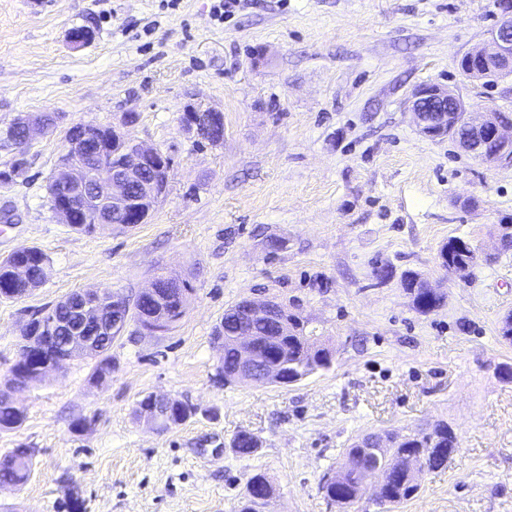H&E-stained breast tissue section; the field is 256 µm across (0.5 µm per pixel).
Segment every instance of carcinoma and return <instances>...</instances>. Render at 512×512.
Here are the masks:
<instances>
[{
	"label": "carcinoma",
	"mask_w": 512,
	"mask_h": 512,
	"mask_svg": "<svg viewBox=\"0 0 512 512\" xmlns=\"http://www.w3.org/2000/svg\"><path fill=\"white\" fill-rule=\"evenodd\" d=\"M25 115H18L3 129H0V144L16 145L22 135L21 121ZM49 201L57 204L67 199L68 188L58 178L53 176L47 185ZM69 227L80 234H95L104 230L126 231L133 228L131 224H95L86 219V212L79 208L70 209L68 215ZM448 256V266L465 263L473 268L478 264L476 249L460 237H452L444 244L439 256ZM49 258L36 245H26L17 248L5 259L0 261V298L18 300L31 294L35 288L43 284ZM22 265L26 269V278L15 279L10 268ZM405 290L411 295L414 308L427 314L438 308L443 302V295L428 287V284L415 272L403 275ZM155 286L165 299V315H156L155 301L141 295L134 307L124 311V317L135 319L149 333H159L168 330L184 315L187 294L190 291L187 281L177 276H159ZM76 305L75 294L71 293L57 303L48 307L56 318L70 324L73 320L72 309ZM239 304H234L224 311V318L216 327L215 336L223 340L224 355L220 366L221 373L228 377L235 367V352L233 336L237 334L238 325L236 314ZM254 330L262 337L258 345V356L263 361L282 362L286 370L296 381H301L319 371L331 367L330 350L320 342V337L307 330L306 323L296 312H288V332L275 324L255 323ZM112 344L108 343L95 355L90 357L93 362L89 380L101 383L112 373ZM24 418L16 408L5 399V393H0V430H15L22 424ZM438 441L434 451L425 458L426 472H435L445 468L450 459L448 449L458 447L455 438L448 434V424L440 423L434 428ZM380 451L396 456H416L420 449L428 447L429 436L422 429L405 430L403 428L384 430L377 433ZM258 439L251 433L241 431L232 440V448L240 457L253 455L258 448ZM36 449L21 445L12 448L0 456V485L8 483L14 486L25 484L33 470ZM376 463L374 449L358 448L356 442H351L340 455L337 465L350 466L346 481L336 485L323 486L325 498L335 500L339 508L345 510L355 504L360 497V481L368 466ZM421 489L420 483L403 469L390 468L389 480L381 490L383 504L399 506L417 496ZM273 495V485L264 473H255L247 481L239 512H263L268 503V497Z\"/></svg>",
	"instance_id": "cac0c4a2"
}]
</instances>
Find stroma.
Returning <instances> with one entry per match:
<instances>
[{"mask_svg": "<svg viewBox=\"0 0 512 512\" xmlns=\"http://www.w3.org/2000/svg\"><path fill=\"white\" fill-rule=\"evenodd\" d=\"M214 0H0V128L52 112L54 131L25 149L23 172L0 184V259L23 245L50 259L44 283L0 299V386L21 330L80 289L127 301L159 271L192 291L185 314L151 336L136 323L112 343V376L89 383L76 358L18 393L19 429L0 454L36 449L29 481L0 487V512H238L251 475L275 494L267 512H338L323 474L358 436L445 422L460 449L422 476L395 512H512V165L483 163L448 138L422 135L408 110L427 84L477 112L512 111V76L488 84L458 61L481 45L499 0H244L224 21ZM95 39L77 47L71 29ZM222 111L224 139L187 131L182 111ZM170 157L167 192L136 230L73 232L46 185L75 123L123 126ZM482 262L471 277L438 262L449 237ZM281 239L270 250L269 239ZM394 274L377 279V265ZM443 293L414 310L401 274ZM298 311L333 353L330 370L291 386L217 383L213 333L245 298ZM196 408L164 432L135 415L147 394ZM87 426L77 432L75 419ZM246 431L261 446L237 456Z\"/></svg>", "mask_w": 512, "mask_h": 512, "instance_id": "35a3bbf8", "label": "stroma"}]
</instances>
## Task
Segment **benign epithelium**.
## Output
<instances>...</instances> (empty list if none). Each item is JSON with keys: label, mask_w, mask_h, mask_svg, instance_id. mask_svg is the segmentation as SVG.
<instances>
[{"label": "benign epithelium", "mask_w": 512, "mask_h": 512, "mask_svg": "<svg viewBox=\"0 0 512 512\" xmlns=\"http://www.w3.org/2000/svg\"><path fill=\"white\" fill-rule=\"evenodd\" d=\"M470 69L464 71L468 77L481 73L508 77L512 75V0H502L501 15L490 32V37L482 45L468 54ZM410 111L418 130L431 138L443 137L453 127L454 117L464 113L467 135L457 137L461 148L474 157L494 165L512 164V121L502 122L493 116L494 110L471 112L464 100L454 91L438 85H426L412 93ZM185 127L198 132L202 138L211 140L209 127L224 123L223 113L213 109L188 107L181 116ZM64 153L60 158L58 171L63 173L73 188V194L86 201V209L93 212L95 219L105 223L112 210L127 211L128 223L147 222L152 207L150 204L161 198L167 189L171 177V163L159 150L150 147L132 137L125 140L120 150L119 161L105 170L93 163L78 162L70 156L79 142L92 135L89 124L72 125L66 132ZM494 143L500 149L493 154L484 152L486 143ZM161 157L164 167L160 168L152 184L146 188L147 196L133 200L126 197L125 187L139 180L140 174L149 163ZM90 313H100L103 298H108L112 311V330L122 329L125 325L120 311L125 300L112 292L84 290ZM282 306L271 299L262 301L250 298L243 302L242 316L256 323L272 317H280ZM56 323H41L38 332L22 337L23 352L31 353L46 346L53 340ZM258 337L250 332H240L235 336L234 348L237 356L233 372L238 382H259L280 384L284 381L283 372L277 364H267L261 375H256V350ZM97 351L92 343L81 336H73L60 350L49 359H43L37 365V374L46 377L57 371L66 362L74 358L90 357ZM179 401L168 395L150 394L143 411L156 429L174 425L171 410Z\"/></svg>", "instance_id": "benign-epithelium-1"}]
</instances>
